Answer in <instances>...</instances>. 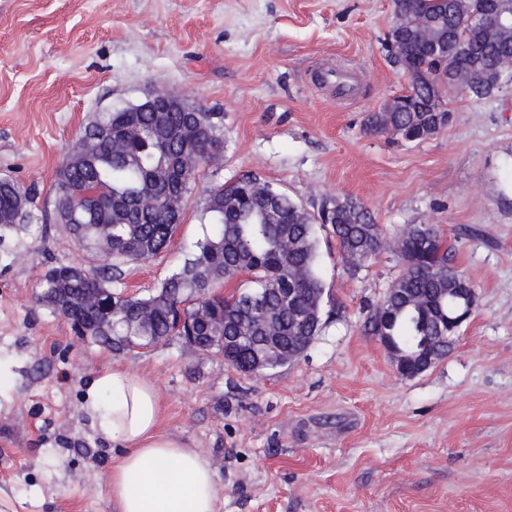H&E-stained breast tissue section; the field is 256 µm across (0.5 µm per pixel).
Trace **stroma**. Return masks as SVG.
Here are the masks:
<instances>
[{
  "mask_svg": "<svg viewBox=\"0 0 512 512\" xmlns=\"http://www.w3.org/2000/svg\"><path fill=\"white\" fill-rule=\"evenodd\" d=\"M393 23L392 0H0V178L33 199L30 223L0 230V512H113L119 448L81 411L109 364L155 383L159 428L210 462L218 512H512V81L446 94L453 119L426 140L367 133L410 85L384 47ZM328 66L356 100L317 84ZM156 89L223 113L221 167L117 290L158 288L202 237L208 189L253 173L312 213L351 198L390 236L433 225L477 295L448 355L397 374L366 317L403 261L390 248L350 273L321 225L323 328L260 374L176 337L116 353L37 304L48 269L100 264L54 222L56 169L93 113Z\"/></svg>",
  "mask_w": 512,
  "mask_h": 512,
  "instance_id": "stroma-1",
  "label": "stroma"
}]
</instances>
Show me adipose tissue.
I'll return each instance as SVG.
<instances>
[{"label":"adipose tissue","instance_id":"1","mask_svg":"<svg viewBox=\"0 0 512 512\" xmlns=\"http://www.w3.org/2000/svg\"><path fill=\"white\" fill-rule=\"evenodd\" d=\"M81 409L103 438L121 448L108 473L115 512H216L217 482L208 460L159 429V391L119 365L90 382Z\"/></svg>","mask_w":512,"mask_h":512}]
</instances>
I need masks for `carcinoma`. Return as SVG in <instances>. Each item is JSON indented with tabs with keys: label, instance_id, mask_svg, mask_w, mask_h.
<instances>
[{
	"label": "carcinoma",
	"instance_id": "cac0c4a2",
	"mask_svg": "<svg viewBox=\"0 0 512 512\" xmlns=\"http://www.w3.org/2000/svg\"><path fill=\"white\" fill-rule=\"evenodd\" d=\"M396 23L389 60L416 72L410 88L381 112L364 118L369 133L406 142L425 140L449 124L442 95L457 90L480 101L512 78V27L493 29L488 11L512 0H393ZM224 149V113L143 112L128 106L98 112L85 126L55 175L54 208L62 227L102 254L99 269L62 265L42 279L38 301L65 318L82 337L121 352L173 336L195 337V349L218 354L243 372L258 362L273 370L301 356L322 330L323 283L317 271L315 225H328L343 255L363 251L357 273L390 247L392 239L372 213L347 197L325 200L312 215L252 173L210 189L203 217L212 229L194 255L146 297L115 292L116 260L145 261L169 249L182 204L202 167H218ZM29 199L13 181L0 179V229L31 221ZM404 240L402 274L387 294L386 331L408 355L437 350L439 329L464 312L448 298L449 281L469 288L452 264L451 249L416 224ZM245 275L247 287L230 296L224 283Z\"/></svg>",
	"mask_w": 512,
	"mask_h": 512
}]
</instances>
